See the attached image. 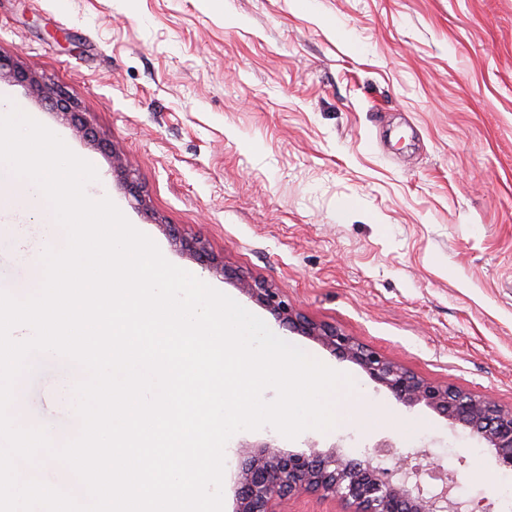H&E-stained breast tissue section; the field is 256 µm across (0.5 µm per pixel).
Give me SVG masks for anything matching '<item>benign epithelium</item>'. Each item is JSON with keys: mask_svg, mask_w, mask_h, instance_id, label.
<instances>
[{"mask_svg": "<svg viewBox=\"0 0 512 512\" xmlns=\"http://www.w3.org/2000/svg\"><path fill=\"white\" fill-rule=\"evenodd\" d=\"M7 70L21 82L40 89L36 79L11 60L0 56V72ZM204 268L225 271L215 265L201 239L187 243ZM237 286L289 328L359 365L375 383L408 407L424 405L451 425L460 424L496 453L498 467H512V409L494 400L448 384L428 381L362 345L334 326L303 316L279 289L235 276ZM360 459L348 457L342 446L327 450L310 445L301 451H285L273 442L241 445L236 477L234 512H285L282 506L306 493L321 492L355 505L354 512H473L471 500L458 492L455 476L430 489L424 481L430 458L427 451L410 452L391 439L373 445Z\"/></svg>", "mask_w": 512, "mask_h": 512, "instance_id": "7a95c632", "label": "benign epithelium"}]
</instances>
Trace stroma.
I'll list each match as a JSON object with an SVG mask.
<instances>
[{
	"label": "stroma",
	"mask_w": 512,
	"mask_h": 512,
	"mask_svg": "<svg viewBox=\"0 0 512 512\" xmlns=\"http://www.w3.org/2000/svg\"><path fill=\"white\" fill-rule=\"evenodd\" d=\"M0 54L69 99L66 117L0 79L98 172L107 197L163 256L354 381L359 420L296 439L266 426L225 447L234 512L238 447L390 438L430 449L462 494L497 497L494 455L433 410L406 407L355 363L281 325L243 294V273L311 320L429 381L512 408V0H0ZM119 146L146 202L113 164ZM199 236L228 275L180 240ZM65 232L0 217V289L42 281ZM16 382L22 427L56 445L80 421L56 396L80 368L34 356Z\"/></svg>",
	"instance_id": "stroma-1"
}]
</instances>
